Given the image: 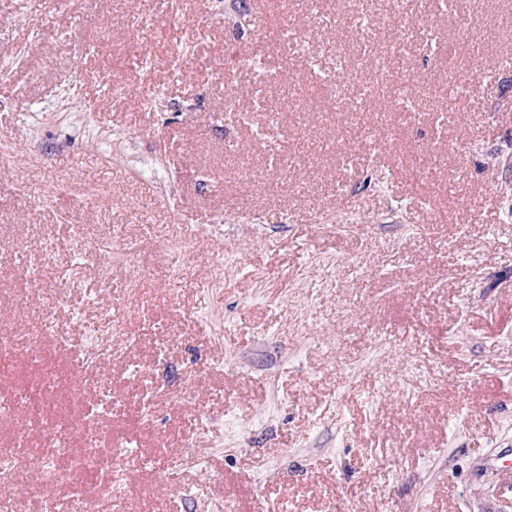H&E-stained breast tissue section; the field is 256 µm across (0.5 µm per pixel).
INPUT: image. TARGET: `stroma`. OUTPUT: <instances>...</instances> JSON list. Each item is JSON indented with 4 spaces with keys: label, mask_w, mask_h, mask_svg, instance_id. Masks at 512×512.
<instances>
[{
    "label": "stroma",
    "mask_w": 512,
    "mask_h": 512,
    "mask_svg": "<svg viewBox=\"0 0 512 512\" xmlns=\"http://www.w3.org/2000/svg\"><path fill=\"white\" fill-rule=\"evenodd\" d=\"M148 1L0 0V332L52 312L75 342L109 309L133 339L93 373L57 354V377H78L52 394L67 432L110 388L94 432L139 445L120 460L129 512H512V0H482L452 98L433 93L435 0H372V52L398 7L416 19L389 78L431 88L389 138L363 67L344 76L355 111L287 109L358 43L346 10L325 29L309 0ZM269 68L278 84L258 88ZM257 93L282 113L252 112ZM272 120L302 157L285 173L256 139ZM142 239L192 249L135 271ZM46 242L22 279L21 252ZM159 381L179 399L145 411ZM40 480L19 468L0 497L41 512Z\"/></svg>",
    "instance_id": "1"
}]
</instances>
